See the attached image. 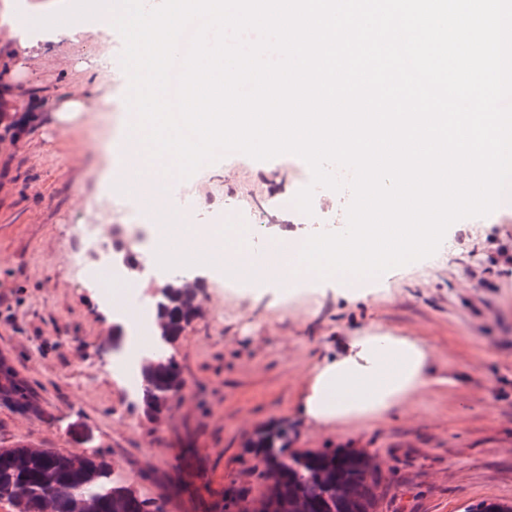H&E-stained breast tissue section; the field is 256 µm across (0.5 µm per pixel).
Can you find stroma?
Wrapping results in <instances>:
<instances>
[{"label": "stroma", "instance_id": "obj_1", "mask_svg": "<svg viewBox=\"0 0 512 512\" xmlns=\"http://www.w3.org/2000/svg\"><path fill=\"white\" fill-rule=\"evenodd\" d=\"M117 30L47 46L38 69L22 50L0 45V73L37 85V121L0 141V355L38 394L43 417L0 406V448L27 444L62 453L97 452L112 476L138 495L164 500L167 512H194L172 483L190 476L205 502L226 486L265 485L244 450L258 428L285 419L301 449L357 448L379 464L385 494L377 512H464L484 499L512 503V277L495 263L498 238L512 231V206L466 219L430 257L392 269L377 287L352 291L331 283L294 296L220 280L208 268L203 311L172 352L186 380L161 423L147 421L119 377L98 374L112 360V309L126 296L108 292L105 269L75 275L78 225L126 221L109 206L118 182L102 144L125 128L128 78L107 73L105 98H91L67 123L57 115L81 75L55 63L99 50L121 54ZM240 170L225 181L224 170ZM311 171L283 154L262 165L245 154L222 157L178 183L215 219L228 193L262 198L295 193ZM109 293V292H108ZM378 326L419 342L434 385L382 416L338 425L307 417L302 397L319 365L346 355Z\"/></svg>", "mask_w": 512, "mask_h": 512}]
</instances>
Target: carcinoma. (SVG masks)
Listing matches in <instances>:
<instances>
[{
    "instance_id": "obj_1",
    "label": "carcinoma",
    "mask_w": 512,
    "mask_h": 512,
    "mask_svg": "<svg viewBox=\"0 0 512 512\" xmlns=\"http://www.w3.org/2000/svg\"><path fill=\"white\" fill-rule=\"evenodd\" d=\"M156 301L160 339L173 344L183 325L201 313L197 284L174 280ZM148 391L140 398L143 416L160 422L172 395L186 385L171 355L154 354L139 368ZM0 405L23 415L43 413L38 395L8 359L0 358ZM295 431L282 420L257 431L246 452L262 464L268 491L259 498L250 489H224L226 512H377L382 475L362 449L325 451L293 447ZM11 512H165L162 502L145 499L112 479V465L96 454H64L18 446L0 448V501ZM466 512H512V505L482 500Z\"/></svg>"
}]
</instances>
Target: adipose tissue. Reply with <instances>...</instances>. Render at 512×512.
<instances>
[{"label": "adipose tissue", "instance_id": "ef3b65f1", "mask_svg": "<svg viewBox=\"0 0 512 512\" xmlns=\"http://www.w3.org/2000/svg\"><path fill=\"white\" fill-rule=\"evenodd\" d=\"M424 361L416 341L370 328L353 342L348 355L312 371L304 412L325 424L380 414L429 385Z\"/></svg>", "mask_w": 512, "mask_h": 512}]
</instances>
